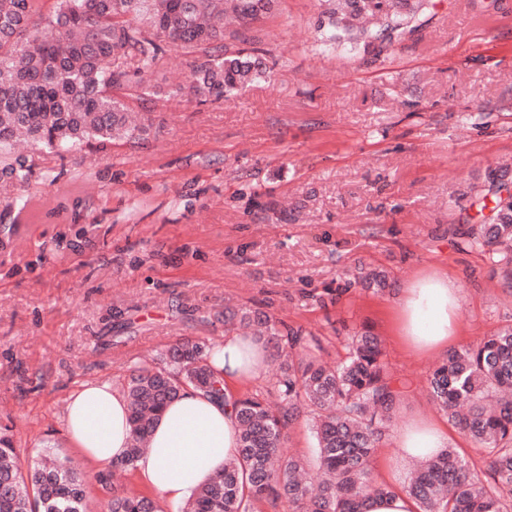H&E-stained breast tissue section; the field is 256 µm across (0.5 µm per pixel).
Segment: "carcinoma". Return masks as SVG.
<instances>
[{
  "instance_id": "cac0c4a2",
  "label": "carcinoma",
  "mask_w": 512,
  "mask_h": 512,
  "mask_svg": "<svg viewBox=\"0 0 512 512\" xmlns=\"http://www.w3.org/2000/svg\"><path fill=\"white\" fill-rule=\"evenodd\" d=\"M42 0H0V172L20 184L29 170L7 149L18 135L65 152L82 142L110 144L138 139L148 126L130 127L127 99L150 91L132 74L149 71L163 44L195 56L187 89L221 100L267 78L255 51L224 48V0H56L42 21ZM236 22L264 17L277 0H231ZM425 0H337L338 15L322 33L329 44L351 40L350 20L367 17L360 31L371 43L392 42ZM492 178L480 193L478 219L466 244L484 254L512 283V195ZM385 293L387 277L361 279ZM242 320L264 325L260 340L280 360V374L266 394L238 396L207 363L208 346L186 340L170 346L161 362L138 368L124 388L131 442L114 466L135 469L154 421L165 406L193 387L232 405L238 422V455L173 512H361L367 495L393 492L375 481L371 458L385 436L400 391L389 374L379 336L371 329L351 337L347 359L329 365L310 356L316 338L255 312ZM432 401L448 421L489 449L484 477L473 473L453 448L419 460L405 493L419 512H512V325L480 342L452 350L429 377ZM309 421L316 441L313 461L288 456L290 427ZM0 512H88L85 479L67 457L49 455L22 463L10 439L0 436ZM108 512H158L144 494L112 490Z\"/></svg>"
}]
</instances>
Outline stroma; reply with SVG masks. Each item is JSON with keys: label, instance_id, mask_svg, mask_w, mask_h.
<instances>
[{"label": "stroma", "instance_id": "stroma-1", "mask_svg": "<svg viewBox=\"0 0 512 512\" xmlns=\"http://www.w3.org/2000/svg\"><path fill=\"white\" fill-rule=\"evenodd\" d=\"M331 0H279L244 28L270 78L237 96L186 91L194 58L165 45L131 102L143 139L60 154L17 144L26 184L0 174V434L21 460L79 461L90 512L135 473L94 465L67 441L62 408L80 384L123 385L183 339L222 340L224 316L263 311L316 336L336 363L363 326L381 336L402 388L372 457L395 470L405 424L446 425L474 471L488 457L432 403L443 352L398 336L401 285L447 273L461 295L460 349L512 324V286L465 243L490 171L512 184V0H429L393 43L322 46ZM384 271L391 293L355 285Z\"/></svg>", "mask_w": 512, "mask_h": 512}]
</instances>
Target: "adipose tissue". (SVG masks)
Masks as SVG:
<instances>
[{"label": "adipose tissue", "mask_w": 512, "mask_h": 512, "mask_svg": "<svg viewBox=\"0 0 512 512\" xmlns=\"http://www.w3.org/2000/svg\"><path fill=\"white\" fill-rule=\"evenodd\" d=\"M460 307L459 290L447 276L425 273L402 287L396 302L398 334L419 352L447 348L459 328ZM267 356L254 337L233 334L210 347L208 363L225 387L232 388L259 379ZM63 421L70 444L91 462L111 464L130 445L127 400L111 382L82 383L69 396ZM447 445L445 430L429 420H414L401 431L396 456L405 466ZM237 453L232 407L190 387L155 422L136 473L160 503L183 502Z\"/></svg>", "instance_id": "1"}]
</instances>
